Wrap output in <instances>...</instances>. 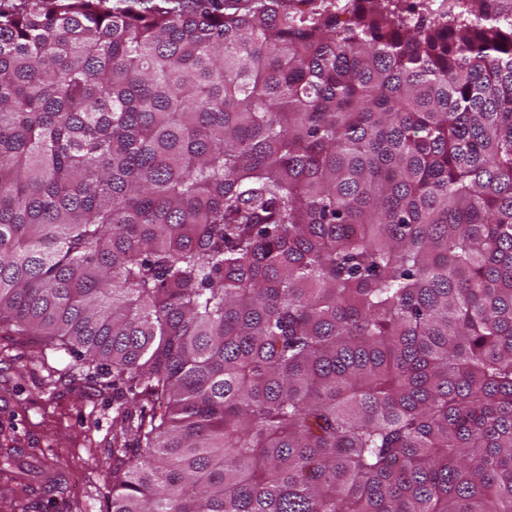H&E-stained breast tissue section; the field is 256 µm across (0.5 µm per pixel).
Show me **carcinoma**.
<instances>
[{"label":"carcinoma","mask_w":512,"mask_h":512,"mask_svg":"<svg viewBox=\"0 0 512 512\" xmlns=\"http://www.w3.org/2000/svg\"><path fill=\"white\" fill-rule=\"evenodd\" d=\"M0 7V331L139 408L106 512H512V0Z\"/></svg>","instance_id":"carcinoma-1"}]
</instances>
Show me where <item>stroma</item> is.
Wrapping results in <instances>:
<instances>
[{"label": "stroma", "instance_id": "stroma-1", "mask_svg": "<svg viewBox=\"0 0 512 512\" xmlns=\"http://www.w3.org/2000/svg\"><path fill=\"white\" fill-rule=\"evenodd\" d=\"M121 402L73 354L0 334V512H105Z\"/></svg>", "mask_w": 512, "mask_h": 512}]
</instances>
